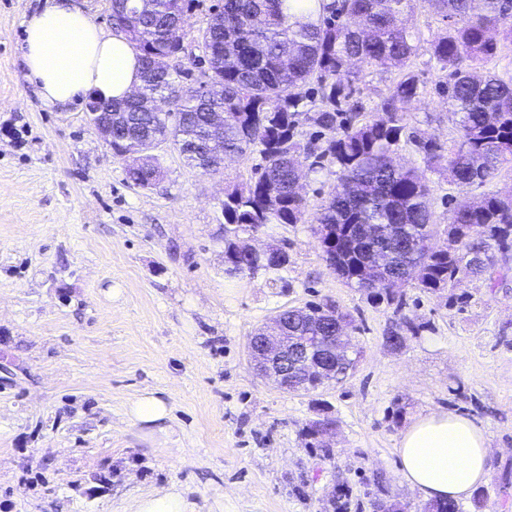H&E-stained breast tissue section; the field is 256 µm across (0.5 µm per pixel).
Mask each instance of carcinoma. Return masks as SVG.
Instances as JSON below:
<instances>
[{"label": "carcinoma", "mask_w": 512, "mask_h": 512, "mask_svg": "<svg viewBox=\"0 0 512 512\" xmlns=\"http://www.w3.org/2000/svg\"><path fill=\"white\" fill-rule=\"evenodd\" d=\"M196 0H116L112 31L124 34L139 54L144 94L160 95L177 112H144L127 99L116 103L118 127L112 133V155L123 158L139 135H159L178 146L190 167L210 172L215 157L209 116L221 110L231 116L217 138L224 156H243L258 149L264 166L255 180L224 188V274L237 278L260 267L282 288L288 262L268 263L240 248L237 240L270 224H298L308 200L295 192L294 167L314 170L325 156L338 168V181L314 223L335 237L320 239L325 261L350 287L363 289L374 276L367 256L354 245L346 228L369 224L372 242L391 254L379 276L414 280L435 293L461 278L491 279L497 255L512 249V190H491L473 203L458 204L444 233L456 248L433 245L438 233L428 206L426 177L393 164L402 138L413 140L428 169L445 170L459 187L485 186L500 168L512 163V76L487 69L500 42L512 44V0H320L319 10L304 0H223L214 6L207 26L194 42L211 57V84L219 92L207 102L184 85L181 60L185 42L175 36L176 19ZM425 3L445 22L426 41V51L446 73L440 93L459 132L455 149L445 153L431 139L408 134L406 106L423 94L412 59L421 49L419 33L404 20ZM166 58L165 71L150 68ZM397 77L376 104L372 119H359L355 99L360 71L353 62ZM327 136L318 151L298 139L300 117ZM321 303L290 307L285 332L288 348L302 342L323 346L341 331L314 318ZM418 326L400 317L384 336L391 348ZM325 374L295 375L291 391L309 392L323 385Z\"/></svg>", "instance_id": "cac0c4a2"}]
</instances>
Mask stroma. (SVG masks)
Here are the masks:
<instances>
[{
	"mask_svg": "<svg viewBox=\"0 0 512 512\" xmlns=\"http://www.w3.org/2000/svg\"><path fill=\"white\" fill-rule=\"evenodd\" d=\"M43 3L0 0V512H133L170 486L195 512H371L378 498L423 512L398 442L441 411L483 428L484 512H512V255L491 282L401 286L398 313L332 272L306 219L254 241L285 246L288 287L225 278L224 187L254 176L259 152L212 177L167 147L161 186L134 185L85 107H46L27 82L22 23ZM414 65L425 93L409 124L452 149L444 74L425 51ZM428 178L438 224L448 202L481 196ZM322 299L353 316L359 362L343 382L284 392L256 374L249 338ZM401 315L424 329L395 351L383 337ZM147 390L171 408L162 427L128 416ZM324 417L332 431L310 441Z\"/></svg>",
	"mask_w": 512,
	"mask_h": 512,
	"instance_id": "1",
	"label": "stroma"
}]
</instances>
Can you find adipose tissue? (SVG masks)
<instances>
[{"mask_svg":"<svg viewBox=\"0 0 512 512\" xmlns=\"http://www.w3.org/2000/svg\"><path fill=\"white\" fill-rule=\"evenodd\" d=\"M22 60L44 105L67 109L88 97L121 100L140 83L129 42L110 35L76 0H47L23 22ZM402 481L426 500H458L487 480L484 431L454 412L416 417L397 449Z\"/></svg>","mask_w":512,"mask_h":512,"instance_id":"adipose-tissue-1","label":"adipose tissue"}]
</instances>
